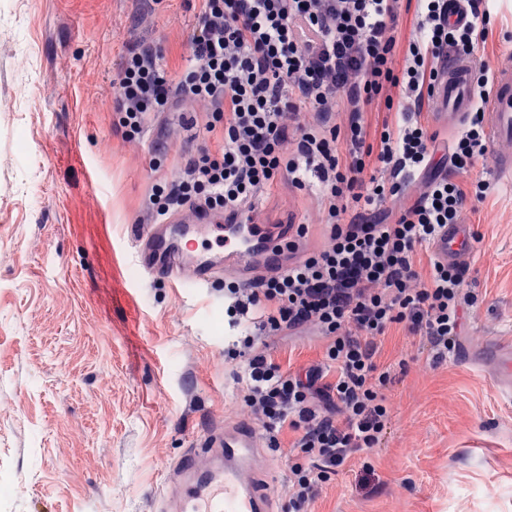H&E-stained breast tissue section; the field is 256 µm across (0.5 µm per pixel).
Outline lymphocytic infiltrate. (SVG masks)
Returning <instances> with one entry per match:
<instances>
[{
  "label": "lymphocytic infiltrate",
  "instance_id": "1",
  "mask_svg": "<svg viewBox=\"0 0 512 512\" xmlns=\"http://www.w3.org/2000/svg\"><path fill=\"white\" fill-rule=\"evenodd\" d=\"M201 2L178 79L140 43L113 82V107L134 147L152 116L177 104L205 114L216 140L167 171L152 218L196 208L249 224L284 177L316 198L318 250L285 272L224 286V314L239 330L228 356L241 410L269 436L294 432L280 491L288 512H305L386 433L393 376L380 356L389 332L418 339L433 368L455 350L469 267L443 262L435 243L490 190L484 178L457 176L489 153L493 71L477 50L494 18L490 0H466L469 19L455 24L448 0ZM457 57L476 61L474 104L443 142L427 116ZM389 203L390 221L380 214ZM303 327L322 337L323 358L283 369L268 340Z\"/></svg>",
  "mask_w": 512,
  "mask_h": 512
}]
</instances>
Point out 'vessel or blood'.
Masks as SVG:
<instances>
[{"label":"vessel or blood","instance_id":"b4317fda","mask_svg":"<svg viewBox=\"0 0 512 512\" xmlns=\"http://www.w3.org/2000/svg\"><path fill=\"white\" fill-rule=\"evenodd\" d=\"M474 66L470 58L449 64L439 122L458 125L470 111ZM492 103L490 131L503 149L493 155L491 168L512 176V63L495 71ZM469 248L457 224L449 225L436 243L446 261L462 259ZM306 249L301 241L289 250L288 236L278 224H226L208 213L181 211L140 235L135 264L180 286H203L222 276L248 284L285 270ZM264 445L260 431L248 424L208 433L180 457L159 512H276L274 482L260 471L256 457Z\"/></svg>","mask_w":512,"mask_h":512}]
</instances>
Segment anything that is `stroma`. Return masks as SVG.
<instances>
[{
	"mask_svg": "<svg viewBox=\"0 0 512 512\" xmlns=\"http://www.w3.org/2000/svg\"><path fill=\"white\" fill-rule=\"evenodd\" d=\"M200 0H0V512H155L186 448L243 421L224 282L146 277L132 247L166 168L205 141L186 110L125 146L112 80L156 44L171 78ZM489 179L496 223L466 257L474 298L455 355L434 370L415 338L386 339L394 377L381 448L358 453L309 512H512V394L492 350L512 338V179ZM310 198L281 181L267 224L307 223ZM274 362H319L313 331L277 336Z\"/></svg>",
	"mask_w": 512,
	"mask_h": 512,
	"instance_id": "1",
	"label": "stroma"
}]
</instances>
